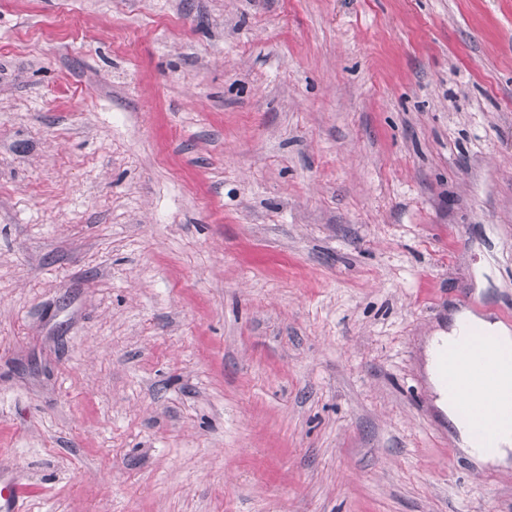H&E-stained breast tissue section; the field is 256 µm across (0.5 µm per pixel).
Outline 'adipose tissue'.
I'll return each instance as SVG.
<instances>
[{"mask_svg":"<svg viewBox=\"0 0 512 512\" xmlns=\"http://www.w3.org/2000/svg\"><path fill=\"white\" fill-rule=\"evenodd\" d=\"M472 328L492 336L504 364L512 368V328L502 322L461 311L454 315L447 331L437 333L430 339L427 347V371L437 395L436 404L447 412L466 455L477 463L505 470L512 467V414L495 416L477 407L470 412H463L454 386L443 382L439 352L466 346L467 332ZM482 424L495 427L496 436L493 441L489 442L481 437L478 427Z\"/></svg>","mask_w":512,"mask_h":512,"instance_id":"ef3b65f1","label":"adipose tissue"}]
</instances>
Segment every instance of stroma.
Listing matches in <instances>:
<instances>
[{"label":"stroma","instance_id":"1","mask_svg":"<svg viewBox=\"0 0 512 512\" xmlns=\"http://www.w3.org/2000/svg\"><path fill=\"white\" fill-rule=\"evenodd\" d=\"M469 298L512 0H0L17 512H512L423 370Z\"/></svg>","mask_w":512,"mask_h":512}]
</instances>
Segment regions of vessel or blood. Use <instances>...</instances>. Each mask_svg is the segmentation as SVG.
<instances>
[{
    "label": "vessel or blood",
    "instance_id": "obj_1",
    "mask_svg": "<svg viewBox=\"0 0 512 512\" xmlns=\"http://www.w3.org/2000/svg\"><path fill=\"white\" fill-rule=\"evenodd\" d=\"M475 349H462L448 358L451 373L459 388L462 407H469L473 400H480L492 411L502 410V395L497 368L491 359L497 353L493 343L475 337Z\"/></svg>",
    "mask_w": 512,
    "mask_h": 512
}]
</instances>
